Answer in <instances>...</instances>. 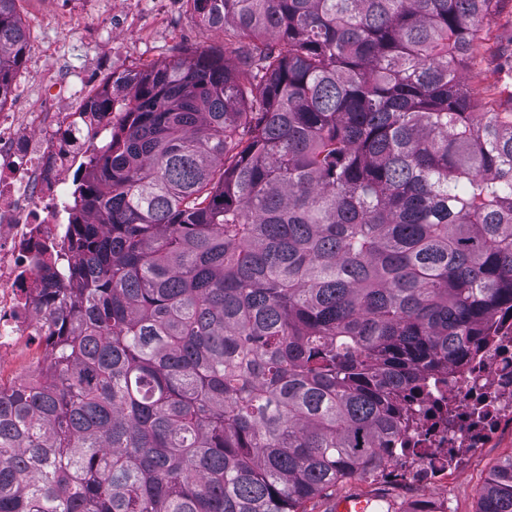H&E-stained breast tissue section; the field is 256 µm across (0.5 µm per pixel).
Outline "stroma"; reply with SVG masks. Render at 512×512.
<instances>
[{"label":"stroma","instance_id":"35a3bbf8","mask_svg":"<svg viewBox=\"0 0 512 512\" xmlns=\"http://www.w3.org/2000/svg\"><path fill=\"white\" fill-rule=\"evenodd\" d=\"M106 0H86L80 10H72L69 0H20L19 14L27 36L24 58L13 74L12 89L16 106L24 107L32 94L50 96L45 76L53 70L62 71L68 83H76L89 68L118 66L143 70L151 66L207 49L224 51V32L207 27L193 13L179 9L176 0H137L124 51H113L111 28L103 14ZM479 40L484 48L481 75H469L475 96L493 98L496 80L492 70L501 55L512 53V0H501L499 13L484 24ZM52 44V55L38 56L40 45ZM53 106L60 99L51 98ZM512 455V431L503 430L489 445L469 457L462 472L449 476L445 484L428 494L401 480L362 479L337 486L321 497L306 503V512H331L336 497L356 492L381 494L389 502L410 506L439 497L446 504L445 512H477L479 491L502 460Z\"/></svg>","mask_w":512,"mask_h":512}]
</instances>
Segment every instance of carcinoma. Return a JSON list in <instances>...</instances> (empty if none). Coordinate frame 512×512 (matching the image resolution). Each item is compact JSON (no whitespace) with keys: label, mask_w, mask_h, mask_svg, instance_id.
I'll list each match as a JSON object with an SVG mask.
<instances>
[{"label":"carcinoma","mask_w":512,"mask_h":512,"mask_svg":"<svg viewBox=\"0 0 512 512\" xmlns=\"http://www.w3.org/2000/svg\"><path fill=\"white\" fill-rule=\"evenodd\" d=\"M0 0V101L26 34ZM233 59L127 70L74 191L45 383L0 389V512H305L384 472L512 314L499 0H193ZM478 512H512V456ZM499 14L491 19L489 23H484L483 29L479 33V41L482 44L483 60L477 68H481L484 73L481 75L466 74L470 87L476 97L493 98L497 90L494 83L496 74H491L489 70L494 68L503 60L499 58V51L504 54V59L512 52V0H505L499 3ZM488 70V72H486Z\"/></svg>","instance_id":"cac0c4a2"}]
</instances>
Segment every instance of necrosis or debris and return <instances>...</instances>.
I'll list each match as a JSON object with an SVG mask.
<instances>
[{
	"label": "necrosis or debris",
	"mask_w": 512,
	"mask_h": 512,
	"mask_svg": "<svg viewBox=\"0 0 512 512\" xmlns=\"http://www.w3.org/2000/svg\"><path fill=\"white\" fill-rule=\"evenodd\" d=\"M108 70L85 77L82 110L0 104V387L43 381V341L53 312L43 301L42 259L67 253L73 226L68 192L105 144L120 110L90 111L113 83ZM436 401L447 423L420 416L393 440L392 470L423 489L445 483L467 456L512 422V319L465 367L441 372Z\"/></svg>",
	"instance_id": "1"
}]
</instances>
